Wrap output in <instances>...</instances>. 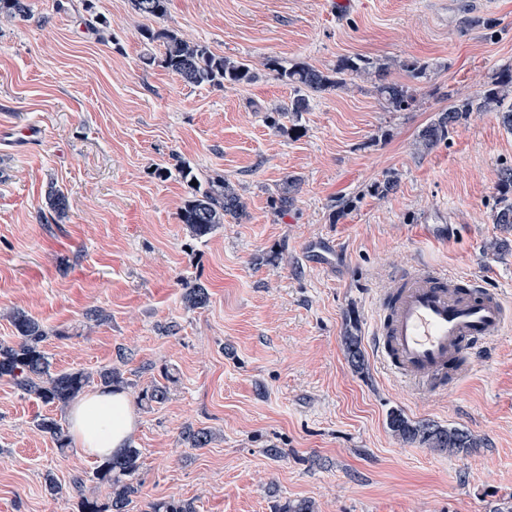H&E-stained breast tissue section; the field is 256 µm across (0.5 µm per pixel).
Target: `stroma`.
I'll list each match as a JSON object with an SVG mask.
<instances>
[{
	"label": "stroma",
	"instance_id": "1",
	"mask_svg": "<svg viewBox=\"0 0 512 512\" xmlns=\"http://www.w3.org/2000/svg\"><path fill=\"white\" fill-rule=\"evenodd\" d=\"M329 2L169 0L164 17L145 18L129 0H29V19L0 20V341H13L21 310L43 327L54 370L111 368L126 381L141 452L128 512L172 498L194 512H284L302 499L314 512H492L512 500V327L440 394L391 374L372 344L383 291L423 264L512 303V230L491 221L512 132L475 112L447 142L418 143L436 113L512 66V0H352L341 14ZM145 28L256 77L185 83ZM345 57L400 83L412 82L406 60L430 74L406 111L362 76L270 126L294 91L266 59L330 73ZM183 166L199 184H232L246 217L190 237ZM392 173L396 189L375 192ZM290 180L293 202L276 210ZM53 188L71 202L60 221ZM187 282L207 288L206 307H185ZM161 380L167 400H139ZM392 408L478 446L403 442L386 427ZM44 416L69 421L0 378V512H75L76 477L109 503L98 459L59 451L34 426ZM191 427L210 430L207 447L182 443Z\"/></svg>",
	"mask_w": 512,
	"mask_h": 512
}]
</instances>
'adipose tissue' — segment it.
<instances>
[{
    "label": "adipose tissue",
    "mask_w": 512,
    "mask_h": 512,
    "mask_svg": "<svg viewBox=\"0 0 512 512\" xmlns=\"http://www.w3.org/2000/svg\"><path fill=\"white\" fill-rule=\"evenodd\" d=\"M69 423L77 454L105 458L126 448L136 420L123 392L101 389L73 405Z\"/></svg>",
    "instance_id": "ef3b65f1"
}]
</instances>
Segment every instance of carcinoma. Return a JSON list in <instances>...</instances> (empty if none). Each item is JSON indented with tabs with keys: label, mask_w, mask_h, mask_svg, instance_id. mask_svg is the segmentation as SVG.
I'll return each mask as SVG.
<instances>
[{
	"label": "carcinoma",
	"mask_w": 512,
	"mask_h": 512,
	"mask_svg": "<svg viewBox=\"0 0 512 512\" xmlns=\"http://www.w3.org/2000/svg\"><path fill=\"white\" fill-rule=\"evenodd\" d=\"M133 9L145 17L161 18L167 13L168 0H131ZM30 17L28 0H0V19ZM152 41L164 46L161 63L185 82L193 85L221 86L224 83L248 82L255 78L250 64L235 62L212 54L205 46L188 41L166 29L144 31ZM264 66L277 72L278 76L295 86L297 95L287 106L275 111L271 123L279 118L299 115L309 109V94L321 93L332 88L346 86L347 78L353 75L373 77L378 95L392 110L405 111L416 101L414 90L406 85L391 82L387 78V67L361 57H346L330 76L307 64L297 63L288 69L279 67L274 59L266 60ZM495 111L504 126L512 130V68L495 72L475 97L459 99L448 109L441 111L419 134V142L431 148L448 140L452 131L466 123L474 112ZM500 198L491 215L494 224L512 225V165H505L498 172ZM48 207L58 219L67 216L69 198L56 190L48 194ZM245 213V203L235 188L219 179L207 188L193 189L179 212V220L185 224L194 238H203L224 224L226 217L238 219ZM185 299L189 306L202 308L209 302L207 288L200 284L185 283ZM12 323L17 332V341L11 345L0 344V377L9 378L22 392L35 396L45 405L66 406L80 395L91 376L84 372H56L49 357L41 347L45 331L40 324L21 311L13 313ZM346 355L356 369L364 366V356L359 338L344 336ZM390 431L405 442L419 443L428 448L450 454L466 453L477 447L476 441L465 430L441 426L433 421H412L401 411L392 410L387 415ZM35 427L50 437L57 447H68V438L63 426L53 417L44 416L35 422ZM181 440L191 448H203L211 441L210 431L187 429ZM140 467V450L129 445L125 451L101 464L94 473L95 478L112 489L110 506L81 493L82 479L72 481L76 492V512H127L131 497L135 493L133 479Z\"/></svg>",
	"instance_id": "carcinoma-1"
}]
</instances>
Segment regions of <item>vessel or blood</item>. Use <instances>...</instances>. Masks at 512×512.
<instances>
[{
    "mask_svg": "<svg viewBox=\"0 0 512 512\" xmlns=\"http://www.w3.org/2000/svg\"><path fill=\"white\" fill-rule=\"evenodd\" d=\"M380 306V356L402 379L435 393L464 378L465 349L490 347L512 318L500 292L426 265L395 279Z\"/></svg>",
    "mask_w": 512,
    "mask_h": 512,
    "instance_id": "vessel-or-blood-1",
    "label": "vessel or blood"
}]
</instances>
